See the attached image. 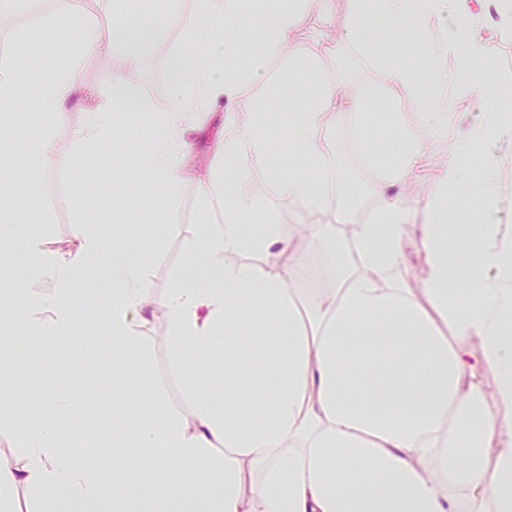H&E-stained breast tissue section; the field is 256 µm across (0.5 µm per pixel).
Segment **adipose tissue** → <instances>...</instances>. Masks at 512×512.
<instances>
[{
	"mask_svg": "<svg viewBox=\"0 0 512 512\" xmlns=\"http://www.w3.org/2000/svg\"><path fill=\"white\" fill-rule=\"evenodd\" d=\"M61 2L81 50L60 75L40 83L29 61L1 68V112L28 98L36 111L60 118L80 85L85 51L134 48L156 36L148 25L97 23L89 0ZM449 3L470 15V0H345L353 27L370 15L411 18L432 51L424 75L406 43L386 55L360 44L380 75L371 84L329 77L314 50L334 24L332 5L312 16L305 0H196L182 14V43L226 41L224 22L232 19L255 31L261 52L244 68L220 52L189 58L175 51L168 103L141 105L146 163L168 199L156 221L169 229L179 187L191 174L188 132L206 123L211 100L234 106L243 87L258 88L244 111L232 109L224 120V139L213 152L219 178L199 185L204 208L221 204L224 215L198 225L196 245L164 296L155 294L146 254L113 248L88 222L75 224L76 248L62 256L43 250L37 216L21 233L0 227V250L22 243L26 278L55 284L31 298L22 323L43 344L70 337L68 286L92 274L109 281L111 303L107 318L92 322L79 340L85 356L107 344L121 365L128 355H144L143 309L161 311L182 400L173 402L166 384L157 383L149 396L121 405L112 438L133 429L135 447L169 451L164 458L147 454L133 468L150 474L177 466L184 477L132 498L130 467L114 466L113 512H512V429L502 425L512 414V235L487 223L467 249L451 224L461 171L474 146L498 134L503 113H489L467 144L438 163L439 189L425 206L428 304L397 274L408 209L395 187L418 177L429 140L455 137L461 103L492 89L489 80L471 76L489 56L478 28L451 34L435 22ZM279 54L284 64L268 71L267 58ZM103 82L112 103L87 113L74 131L77 155L114 135V106L138 92L133 57ZM290 83L301 101L294 148L304 165L287 174L269 163L265 104ZM366 99L389 103L397 115L406 104L423 110L429 133L406 124L382 127L380 138L405 146L383 155L366 130L353 131L364 163L382 169L371 186L375 210L350 225L340 251L329 225H310L309 243L325 253L332 286L294 287L300 256L277 213L314 217L332 209L337 148L330 132ZM256 171L263 175L259 188L251 179ZM473 338L480 352L468 349ZM201 358L211 359L217 374L207 390L195 378ZM486 370L498 374L491 395L479 379ZM78 412L75 402L58 398L52 417L34 422L19 414L23 446L0 458V512H93L103 467L67 458L57 440L60 421ZM493 446L500 452L491 477L486 461Z\"/></svg>",
	"mask_w": 512,
	"mask_h": 512,
	"instance_id": "1",
	"label": "adipose tissue"
}]
</instances>
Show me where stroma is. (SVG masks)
Segmentation results:
<instances>
[{
  "label": "stroma",
  "mask_w": 512,
  "mask_h": 512,
  "mask_svg": "<svg viewBox=\"0 0 512 512\" xmlns=\"http://www.w3.org/2000/svg\"><path fill=\"white\" fill-rule=\"evenodd\" d=\"M335 26L330 29L317 52L331 77H355L370 83L375 79L355 49L356 35L344 12V0H334ZM58 8L56 0H17L13 14L0 17V65L13 61L21 54L28 34L38 32L50 38L56 52L72 46L73 30L52 26L47 22ZM92 14L101 23L152 22L156 36L152 42L134 50L138 68L136 79L143 99L161 106L170 96L171 80L169 58L179 48V21L176 15L163 14L157 0H99ZM129 50L117 45L108 51L88 53L81 75V87L64 108V119L55 130V147L59 154L72 155V132L79 127L86 112L99 108L111 98L110 91L101 83L104 72L112 70ZM494 102L490 99L471 100L470 111L456 116L457 139L434 144L425 167L408 187L405 202L410 220L403 228L405 252L398 269L399 275L412 288L418 299H425L427 266L423 246V226L426 222L425 205L437 191L434 167L441 157L456 150L471 133L482 126L486 112ZM123 120L114 144H105L88 155L74 160L66 168L47 166L34 171L27 165L8 166L0 170V198L22 203L34 199L47 222L48 234L43 248L49 253L65 254L73 250L72 230L80 219L99 224L104 235H111L113 226L132 227L136 235L134 246L148 244L158 226L154 222V202L164 195L163 187L155 185L150 170L143 164H127L123 154L138 155L145 149L140 129L143 118L137 105H122ZM299 103L295 94L286 93L278 100L271 117L273 153L271 163L279 167L292 161L288 139V119L297 113ZM224 105H216L209 121L191 131V180L182 183L177 202V223L166 234L157 250L153 251L149 266L156 296H163L180 269L186 252L195 242V229L201 218V204L197 180L210 171L213 149L224 131ZM339 145L335 165L342 186H354L358 197L355 211L343 208L323 216L326 224H344L362 220L373 205L369 188L372 173L352 165L344 147L343 130H336ZM512 160V125L504 126L500 135L478 148L470 166L463 172L464 180L498 185L507 160ZM150 340L144 357L134 359L135 374L123 377L113 369L111 347H103L93 360L83 358L75 350L72 340H65L63 348L41 349L30 365V374L36 386H21L16 391V407L28 410L31 419L45 416L50 399L59 392L69 394L82 408L83 414L98 412L99 393L148 396L156 382L166 381L170 397L181 401L177 381L170 370V346L165 338L166 327L159 314H152Z\"/></svg>",
  "instance_id": "1"
}]
</instances>
